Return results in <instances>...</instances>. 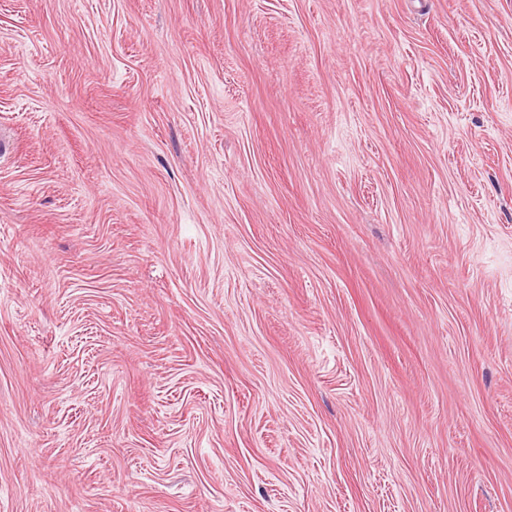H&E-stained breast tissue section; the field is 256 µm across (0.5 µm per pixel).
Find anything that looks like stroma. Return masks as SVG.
<instances>
[{"label":"stroma","instance_id":"35a3bbf8","mask_svg":"<svg viewBox=\"0 0 512 512\" xmlns=\"http://www.w3.org/2000/svg\"><path fill=\"white\" fill-rule=\"evenodd\" d=\"M0 512H512V0H0Z\"/></svg>","mask_w":512,"mask_h":512}]
</instances>
